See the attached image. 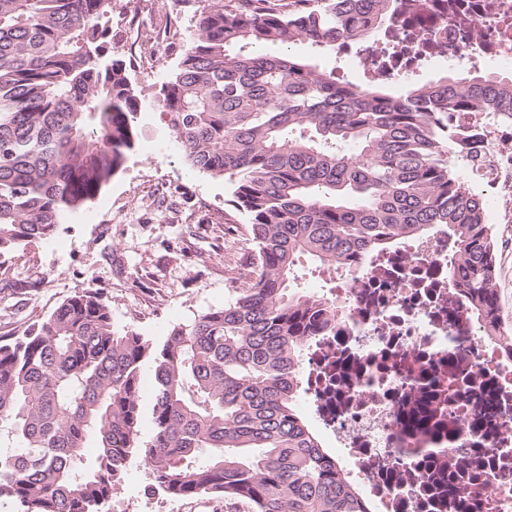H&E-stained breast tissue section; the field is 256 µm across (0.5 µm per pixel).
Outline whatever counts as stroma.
<instances>
[{"label": "stroma", "instance_id": "35a3bbf8", "mask_svg": "<svg viewBox=\"0 0 512 512\" xmlns=\"http://www.w3.org/2000/svg\"><path fill=\"white\" fill-rule=\"evenodd\" d=\"M106 60H121L138 102L136 137L122 168L98 195L70 212L55 236L20 244L0 266H22L37 288L15 295L0 317V336L21 333L75 293L100 292L116 329H133L153 343L174 326L223 305L251 276L247 218L233 204V185L199 171L168 130L158 106L195 30L179 0H110ZM294 54L345 79L361 78L356 57L309 45ZM497 247L498 308L512 327V235L504 234L500 204L483 185ZM233 501L182 499L152 491L139 456H132L117 495L104 512H241Z\"/></svg>", "mask_w": 512, "mask_h": 512}]
</instances>
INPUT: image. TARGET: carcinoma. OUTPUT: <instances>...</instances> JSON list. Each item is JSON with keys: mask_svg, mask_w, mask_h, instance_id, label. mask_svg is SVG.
<instances>
[{"mask_svg": "<svg viewBox=\"0 0 512 512\" xmlns=\"http://www.w3.org/2000/svg\"><path fill=\"white\" fill-rule=\"evenodd\" d=\"M196 32L159 99L190 165L234 180L254 277L159 344L119 331L85 290L0 336V501L16 512H102L143 418L155 489L248 512H365L297 411L300 345L329 307L296 283L302 257L346 263L448 225V275L498 325L495 240L448 152L484 162L512 118V73L468 72L394 96L269 47L360 43L392 0H179ZM108 0H0V253L51 237L122 167L137 103L125 65L99 64ZM352 145L355 152L329 149ZM97 448L93 458L85 449Z\"/></svg>", "mask_w": 512, "mask_h": 512, "instance_id": "carcinoma-1", "label": "carcinoma"}]
</instances>
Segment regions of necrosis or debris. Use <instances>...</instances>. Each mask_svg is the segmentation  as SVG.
I'll list each match as a JSON object with an SVG mask.
<instances>
[{
    "label": "necrosis or debris",
    "instance_id": "1",
    "mask_svg": "<svg viewBox=\"0 0 512 512\" xmlns=\"http://www.w3.org/2000/svg\"><path fill=\"white\" fill-rule=\"evenodd\" d=\"M355 53L512 67V0H395ZM448 227L324 269L299 399L366 512H512V343L449 277Z\"/></svg>",
    "mask_w": 512,
    "mask_h": 512
}]
</instances>
